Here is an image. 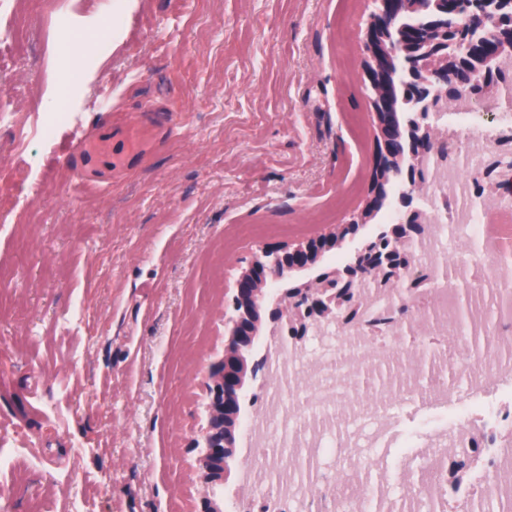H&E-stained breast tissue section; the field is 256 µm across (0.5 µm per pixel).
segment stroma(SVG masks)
<instances>
[{"label": "stroma", "mask_w": 512, "mask_h": 512, "mask_svg": "<svg viewBox=\"0 0 512 512\" xmlns=\"http://www.w3.org/2000/svg\"><path fill=\"white\" fill-rule=\"evenodd\" d=\"M372 0H127L102 39L101 0H41L0 50V472L13 512H192L188 443L207 413L203 379L224 350V306L263 245L315 238L361 211L376 156L364 47ZM103 40L60 53L72 33ZM67 68L73 117L44 136ZM150 102L181 133L104 194L69 195L75 135ZM43 197L28 207L32 185ZM384 215L277 289L348 263ZM81 332L57 323L75 304Z\"/></svg>", "instance_id": "35a3bbf8"}]
</instances>
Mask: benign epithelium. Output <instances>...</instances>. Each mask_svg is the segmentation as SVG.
<instances>
[{
    "label": "benign epithelium",
    "instance_id": "benign-epithelium-1",
    "mask_svg": "<svg viewBox=\"0 0 512 512\" xmlns=\"http://www.w3.org/2000/svg\"><path fill=\"white\" fill-rule=\"evenodd\" d=\"M374 4L365 35V74L376 88L384 82L388 61L381 40L382 21L403 14L409 2L374 0ZM423 10L422 23L407 30L406 40L411 44L417 42V29L422 26L433 36L420 43L421 64L406 57L401 65L405 93L421 100L413 113V119L419 123L428 121V112L445 109L448 103L457 100L454 79L458 72L478 76L469 89L470 98L482 102L484 97L495 95L503 85L500 59L512 55L511 45L488 41L482 25L491 20L496 27L512 31V0H428ZM372 108L376 117L377 158L371 188L373 198L366 202L362 213L338 229L305 242L262 246L240 268L231 299L232 314L224 319L227 326L224 353L208 366L204 375L207 420L195 432L188 447L195 453L194 473L198 484L193 512H222L217 488L226 479V463L235 448L240 422L239 397L247 379L256 376L262 367V362L250 361L258 336L260 309L269 310L270 321L288 328L295 336H303L314 322L332 321L342 313L353 317L359 306L357 288L365 271L382 282L422 281L407 251V246L423 230L424 214L419 207L420 165L430 150L447 152L448 139L444 137L429 146L408 147L412 164L404 172L392 168L386 102L377 95ZM402 174L406 175L405 190L400 193L396 208L400 218L382 241L368 242L351 264L320 276L310 286L291 288L283 295L272 291L273 279L303 269L339 246L363 222V214L373 209L374 197L378 196V186L385 176L393 178ZM492 174V188L511 194L512 162L498 165Z\"/></svg>",
    "mask_w": 512,
    "mask_h": 512
}]
</instances>
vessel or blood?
Instances as JSON below:
<instances>
[{
	"mask_svg": "<svg viewBox=\"0 0 512 512\" xmlns=\"http://www.w3.org/2000/svg\"><path fill=\"white\" fill-rule=\"evenodd\" d=\"M179 122L172 116H159L151 104H143L134 121H122L108 126L106 132L91 131L75 139L63 166L76 170L80 175L73 191L82 194L102 190L101 181L89 175L90 169L106 163L113 173L133 170L136 162L152 155L166 139L176 135Z\"/></svg>",
	"mask_w": 512,
	"mask_h": 512,
	"instance_id": "obj_1",
	"label": "vessel or blood"
}]
</instances>
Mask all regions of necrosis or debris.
Segmentation results:
<instances>
[{"label": "necrosis or debris", "mask_w": 512, "mask_h": 512, "mask_svg": "<svg viewBox=\"0 0 512 512\" xmlns=\"http://www.w3.org/2000/svg\"><path fill=\"white\" fill-rule=\"evenodd\" d=\"M482 110L469 99L432 112L433 124L461 138L463 150L434 153L422 162L428 185L422 206L430 226L428 236L412 249L418 262L431 264L433 271L419 293L430 303L425 322L453 338L451 350L427 354L434 385L411 384L406 391L409 401L441 411L408 441L423 463V477L412 480L401 500L388 497L383 483L372 477L384 463L369 456V449L397 447L401 437L397 408L382 398L363 399L351 378L356 368L391 362L390 352L371 345L368 330L388 323L398 298L395 290L365 287L357 325L340 331L319 324L310 345H295L282 335L267 347L262 409L241 425L245 448L236 512H414L423 503L442 512L452 455L474 457L479 463L473 481L459 489V512H470L472 503L482 498L512 506V354L507 351L512 344V277L504 273L512 263V250L493 244L487 233L489 225L512 215V195L484 200L477 191L489 169L512 156V101L499 93L491 125L471 136ZM459 237L485 261L463 316L455 313L456 293L441 268L447 243ZM301 364L315 368L311 385L294 377ZM452 369L466 381L468 407L460 412L449 411L454 394L440 384ZM287 391L301 400L293 415L284 405ZM280 432L293 434V447L304 451V466L275 447ZM334 453L343 458L341 471L315 467L320 455Z\"/></svg>", "instance_id": "necrosis-or-debris-1"}]
</instances>
